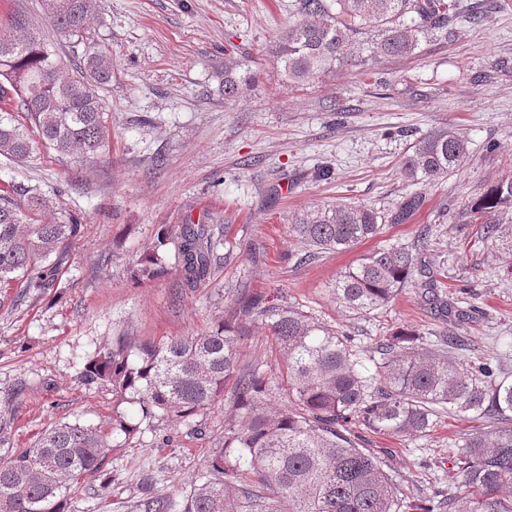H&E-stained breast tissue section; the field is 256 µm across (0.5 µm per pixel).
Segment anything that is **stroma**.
<instances>
[{"label":"stroma","instance_id":"35a3bbf8","mask_svg":"<svg viewBox=\"0 0 512 512\" xmlns=\"http://www.w3.org/2000/svg\"><path fill=\"white\" fill-rule=\"evenodd\" d=\"M293 2L98 0L89 43L112 61L101 91L112 132L101 156L83 168L41 145L20 163L0 157V183L37 188L48 200L43 221L80 226L57 259L56 287H14L0 298V415L10 422L0 454L30 447L60 421L111 432L113 417L133 416L136 407L117 402L109 386L81 383L86 356L122 333L140 341L204 333L229 317L238 295L309 311L350 333L368 357L397 327L446 331L422 299L418 273L364 317L342 311L332 294L338 272L423 230V264L449 297L480 312L468 336L512 372V278L479 242V225L458 220L487 185L512 175V0H485L486 21L458 26L451 40L415 56L382 57L303 86L285 82L270 52L293 19ZM228 58L243 78L229 101ZM446 127L468 140L463 169L407 182L400 163L415 140ZM324 166L329 176H318ZM410 195L422 205L405 223L296 264L306 250L288 232L296 217L340 200L387 215ZM210 217L228 221L224 246L233 253L210 281L178 290L171 256L166 275L132 279L162 225ZM247 331L240 367L282 371L269 329L253 321ZM230 409L224 400L195 424L160 419L115 437L100 475L77 481L72 512H140L148 493L184 504ZM488 424L446 415L430 438L414 440L349 430L407 493L432 500L448 475L449 439Z\"/></svg>","mask_w":512,"mask_h":512}]
</instances>
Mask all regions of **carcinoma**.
I'll return each instance as SVG.
<instances>
[{"label":"carcinoma","instance_id":"carcinoma-1","mask_svg":"<svg viewBox=\"0 0 512 512\" xmlns=\"http://www.w3.org/2000/svg\"><path fill=\"white\" fill-rule=\"evenodd\" d=\"M57 40L83 39L96 0H43ZM296 20L271 46L290 84L320 81L337 70L366 68L383 56L411 57L438 36L450 39L463 19L457 0H296ZM0 32V156L23 161L30 132L12 122L23 110L39 139L80 164L97 158L109 138L98 89L112 80L110 59L90 46L74 59L76 74L61 67L55 46L29 29L17 11ZM237 63L224 64V98L239 89ZM467 141L442 129L420 137L402 163L415 183L446 178L465 165ZM46 200L35 188L0 190V287H54L53 254L67 247L77 224H35ZM420 206L402 201L401 224ZM512 275V175L490 185L467 209ZM385 216L352 202L307 213L289 226L310 251L305 263L326 252L350 250L376 236ZM174 244L181 288H196L215 274L221 238L204 221L165 228L134 275L152 280L164 272L162 254ZM427 231L411 247L380 248L336 276V303L354 316L386 307L411 281ZM427 304L448 318V335L430 337L409 327L378 341L379 359L368 368L347 333L298 307L270 305L259 295L237 300L234 319L207 332L162 342L117 336L88 358L80 380L112 387L117 400L138 405L139 422L119 416L112 434L130 435L155 417L187 420L231 394L224 435L209 449L183 512H512V376L498 354L458 330L475 309L447 299L435 280L424 284ZM262 320L285 355L288 401L270 403L279 388L274 374L255 365L237 367L249 321ZM468 351L464 360L454 356ZM484 416L487 430L455 443L448 494L425 506L407 496L385 461L350 436L356 421L401 438L427 437L445 414ZM109 447L101 430L78 421L45 430L34 445L0 460V512H70L74 480L97 473ZM143 512H171L169 500L146 496Z\"/></svg>","mask_w":512,"mask_h":512}]
</instances>
